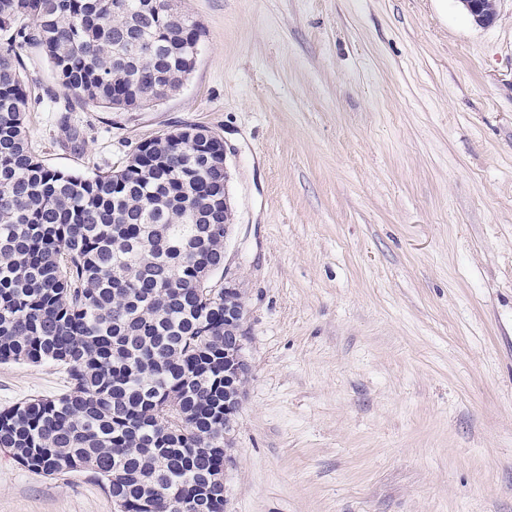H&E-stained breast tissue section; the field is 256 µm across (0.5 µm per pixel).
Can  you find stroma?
<instances>
[{"mask_svg":"<svg viewBox=\"0 0 512 512\" xmlns=\"http://www.w3.org/2000/svg\"><path fill=\"white\" fill-rule=\"evenodd\" d=\"M179 0L203 31L137 111L60 93L36 47L29 145L89 176L189 125L224 137L251 372L224 512H512V0ZM84 141L77 148L61 122ZM67 388L0 363V409ZM0 512H116L92 472L0 448Z\"/></svg>","mask_w":512,"mask_h":512,"instance_id":"stroma-1","label":"stroma"}]
</instances>
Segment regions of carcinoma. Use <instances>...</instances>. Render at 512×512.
<instances>
[{
  "instance_id": "carcinoma-1",
  "label": "carcinoma",
  "mask_w": 512,
  "mask_h": 512,
  "mask_svg": "<svg viewBox=\"0 0 512 512\" xmlns=\"http://www.w3.org/2000/svg\"><path fill=\"white\" fill-rule=\"evenodd\" d=\"M0 363L69 387L0 410V448L45 475L88 469L124 512H224V144L202 126L80 176L26 131L16 49L65 94L131 111L193 71L202 30L176 0H0Z\"/></svg>"
}]
</instances>
